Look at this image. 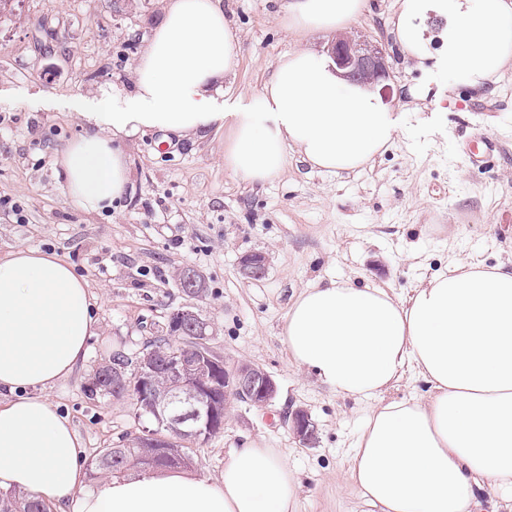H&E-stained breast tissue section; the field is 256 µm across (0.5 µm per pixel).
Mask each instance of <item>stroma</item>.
Segmentation results:
<instances>
[{
    "mask_svg": "<svg viewBox=\"0 0 512 512\" xmlns=\"http://www.w3.org/2000/svg\"><path fill=\"white\" fill-rule=\"evenodd\" d=\"M287 2L222 0L239 55L224 111H245L280 56L329 43L321 33L289 34ZM371 2L345 33L386 55L381 95L401 113L402 131L383 155L329 175L292 154L281 174L253 183L224 163L227 128L201 140L148 131L124 142L131 188L102 213L68 199L57 159L86 133L83 115L95 111L99 89L130 87L166 0H13L0 12V197L23 209L0 210V253L60 254L97 297L89 357L49 393L87 455L125 444L144 424L131 396L90 394V375L114 356L135 358L168 335L174 310L192 307L228 365L257 366L277 385L265 408L231 405L223 431L194 446L193 474L221 480L227 452L256 441L280 449L298 479L293 512H364L350 475L364 406L290 361L280 333L291 302L319 281L352 277L405 294L460 261L512 259V63L486 88L449 87L394 45L387 22L396 0ZM413 84L430 85V96H406ZM253 252L269 258L259 280L239 271ZM188 268L203 274V297L180 288ZM298 409L317 428L312 444L285 419Z\"/></svg>",
    "mask_w": 512,
    "mask_h": 512,
    "instance_id": "35a3bbf8",
    "label": "stroma"
}]
</instances>
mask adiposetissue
I'll use <instances>...</instances> for the list:
<instances>
[{"label":"adipose tissue","instance_id":"ef3b65f1","mask_svg":"<svg viewBox=\"0 0 512 512\" xmlns=\"http://www.w3.org/2000/svg\"><path fill=\"white\" fill-rule=\"evenodd\" d=\"M288 27L333 33L370 10V0H289ZM447 21L431 55L428 15ZM390 33L404 58L434 61L454 83L481 87L512 59V0H400ZM239 65L222 0H167L121 94L101 90L86 113L97 132L58 160L70 200L111 208L129 189L122 140L147 130L233 135L224 162L262 182L288 153L339 174L381 154L398 134L371 85L346 80L310 49L281 56L250 111L216 109ZM96 299L65 258L37 249L0 253V488L29 493L58 512H290L298 484L273 448L231 449L211 483L179 469L109 477L85 490V450L69 416L43 391L87 360ZM282 341L291 361L336 395L370 401L351 477L368 512H484V487L512 501V261L458 264L410 294L355 281L304 289L291 303ZM412 374L425 396L385 400Z\"/></svg>","mask_w":512,"mask_h":512}]
</instances>
